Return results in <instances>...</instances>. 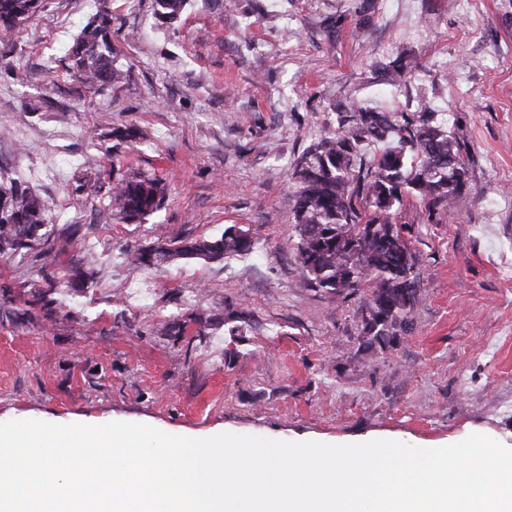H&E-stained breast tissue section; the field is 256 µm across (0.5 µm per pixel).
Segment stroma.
<instances>
[{"mask_svg":"<svg viewBox=\"0 0 512 512\" xmlns=\"http://www.w3.org/2000/svg\"><path fill=\"white\" fill-rule=\"evenodd\" d=\"M101 9L122 76L96 93L65 53ZM16 39L0 59V167L55 227L78 226L95 282L29 317L37 271L0 258V422L422 448L482 433L512 448V0H190L172 24L153 0H47ZM422 96L463 135L480 195L433 223L416 201L395 210L418 300L407 332L371 346L369 288L332 294L299 267L291 167L345 108ZM132 124L141 137L104 155ZM114 160L168 184L144 223L99 222L103 193L74 189ZM230 224L249 229L250 256L155 268L122 254Z\"/></svg>","mask_w":512,"mask_h":512,"instance_id":"1","label":"stroma"}]
</instances>
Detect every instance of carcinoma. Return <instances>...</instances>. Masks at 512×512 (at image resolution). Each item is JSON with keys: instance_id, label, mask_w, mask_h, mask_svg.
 I'll return each instance as SVG.
<instances>
[{"instance_id": "carcinoma-1", "label": "carcinoma", "mask_w": 512, "mask_h": 512, "mask_svg": "<svg viewBox=\"0 0 512 512\" xmlns=\"http://www.w3.org/2000/svg\"><path fill=\"white\" fill-rule=\"evenodd\" d=\"M45 0H0V56L16 49L13 35L41 11ZM155 12L176 22L189 0H154ZM67 70L87 89L112 85L114 66L112 13L102 9L82 26L66 53ZM338 130L320 136L298 157L292 176L298 183L294 210L297 258L315 288L341 295L360 285L372 301L364 321L370 344H383L408 326L417 302L419 273L402 229L391 214L414 198L428 215H447L478 195L464 161L462 137L448 130L430 103L419 100L412 112L354 105L337 113ZM121 143L139 136L134 127L114 128ZM384 142L373 155L367 146ZM104 217L141 224L165 204L163 179L112 166ZM79 244L77 231L48 224L45 201L19 177L0 171V254L38 263V290L25 304L52 317L59 311V290L89 288L94 273L79 259L67 263L62 277L57 251L61 239ZM250 232L229 225L214 238L182 236L125 250L129 263L164 267L179 260H223L253 253Z\"/></svg>"}]
</instances>
